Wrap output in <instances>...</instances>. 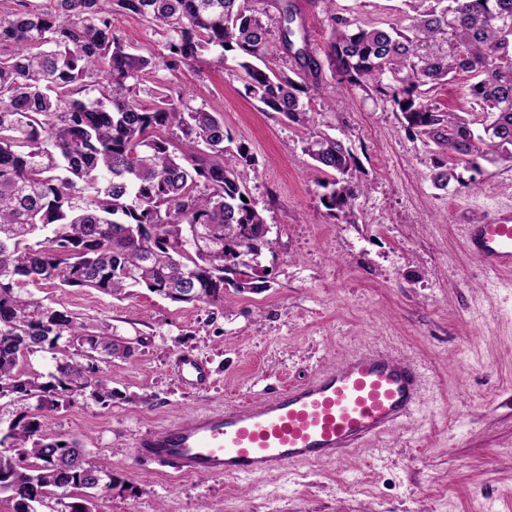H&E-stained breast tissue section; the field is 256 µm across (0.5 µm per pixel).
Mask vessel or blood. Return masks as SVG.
<instances>
[{
	"mask_svg": "<svg viewBox=\"0 0 512 512\" xmlns=\"http://www.w3.org/2000/svg\"><path fill=\"white\" fill-rule=\"evenodd\" d=\"M464 236L485 267L512 273V213L465 225ZM176 365L188 387L208 386L211 372L200 358L185 353ZM426 382V372L410 357L369 349L258 401L147 428L135 438L134 454L180 476L252 481L376 442L412 415Z\"/></svg>",
	"mask_w": 512,
	"mask_h": 512,
	"instance_id": "b4317fda",
	"label": "vessel or blood"
}]
</instances>
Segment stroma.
Here are the masks:
<instances>
[{
    "instance_id": "obj_1",
    "label": "stroma",
    "mask_w": 512,
    "mask_h": 512,
    "mask_svg": "<svg viewBox=\"0 0 512 512\" xmlns=\"http://www.w3.org/2000/svg\"><path fill=\"white\" fill-rule=\"evenodd\" d=\"M317 58L332 17L356 26L401 23L403 0H294ZM153 90L182 93L224 115V130L253 162L248 196L273 242L264 283L227 291L217 306L176 304L147 290L116 300L94 289L38 288L46 303L116 327L134 352L101 364L111 405L91 391L52 413L49 430L79 439L112 472L107 512H512V276L493 275L467 250L466 220L494 218L512 201V165L457 167L435 189L428 147L410 138L395 108L322 73L309 127L264 111L233 62L209 53ZM335 109H327V102ZM328 133L350 148L366 190L351 215L322 205L305 138ZM389 348L428 375L417 410L379 441L330 463L243 483L141 469L137 433L181 412L257 400L307 380L347 354ZM206 361L212 383L190 390L175 360Z\"/></svg>"
}]
</instances>
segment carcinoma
Here are the masks:
<instances>
[{
	"label": "carcinoma",
	"instance_id": "carcinoma-1",
	"mask_svg": "<svg viewBox=\"0 0 512 512\" xmlns=\"http://www.w3.org/2000/svg\"><path fill=\"white\" fill-rule=\"evenodd\" d=\"M0 9V398L35 400V413L0 431V496L13 512H103L112 474L78 439L48 432L50 413L90 386L103 405L94 361L128 358L112 325L90 326L43 303L29 287L92 288L124 299L144 288L172 303L217 305L263 279L272 246L246 194L251 158L230 147L221 113L142 82L152 52L132 49L112 16L162 31L165 68L233 54L245 93L305 127L322 63L309 50L291 0L280 6V46L299 69L258 65L269 48L258 0H54L47 10ZM406 24L331 27L325 59L337 82L377 95L426 139L432 180L446 189L454 167L512 163V0H404ZM481 108L473 121L427 95L457 75ZM331 176L323 206L349 213L364 186L357 158L328 135L306 140ZM77 356H72V352ZM49 352L53 371L20 360Z\"/></svg>",
	"mask_w": 512,
	"mask_h": 512
}]
</instances>
